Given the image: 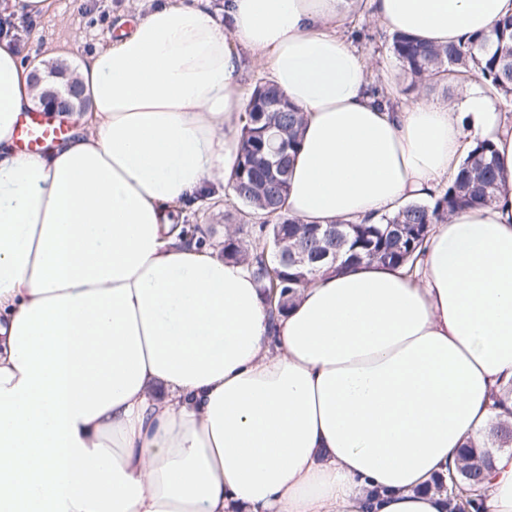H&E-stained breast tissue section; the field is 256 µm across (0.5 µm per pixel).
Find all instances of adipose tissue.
Segmentation results:
<instances>
[{"instance_id": "1", "label": "adipose tissue", "mask_w": 512, "mask_h": 512, "mask_svg": "<svg viewBox=\"0 0 512 512\" xmlns=\"http://www.w3.org/2000/svg\"><path fill=\"white\" fill-rule=\"evenodd\" d=\"M359 0H156L76 70L90 103L46 152L0 0V512H446L437 475L512 413V115L480 77L392 105L339 31ZM464 43L512 0H366ZM305 118L285 203L305 224L428 199L493 143L504 189L434 225L414 272L319 274L271 316L181 218L234 173L243 53ZM482 512H512V450ZM68 134V129L51 119L45 111L27 112L15 130L16 147L23 154H40Z\"/></svg>"}]
</instances>
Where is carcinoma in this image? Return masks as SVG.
<instances>
[{
    "label": "carcinoma",
    "instance_id": "obj_1",
    "mask_svg": "<svg viewBox=\"0 0 512 512\" xmlns=\"http://www.w3.org/2000/svg\"><path fill=\"white\" fill-rule=\"evenodd\" d=\"M391 49L401 71L410 78L407 93L421 85L428 90L440 87L448 91L467 74L479 71L491 95L512 101V17L496 24L490 33L477 35L462 45L431 46L409 34L395 33ZM68 71L69 67L62 63L50 67L51 79L40 85V102L54 101L52 91L58 90L71 106H86L84 98L66 93ZM274 123L288 128V151L282 156L281 165L289 173L300 143L303 118L274 85L260 80L252 90L246 122L241 128L240 160L229 180L248 219L235 230L237 237L224 239V259L245 264L261 289L272 287L270 269L278 267L288 273L287 283L280 286L278 294L289 302L297 289L305 286L303 275L294 267L287 269L272 259L264 260L265 243L280 235L319 251L331 247L333 240L316 225L301 224L282 212L289 181L269 179L261 152L262 131ZM502 179L493 146L485 141L478 143L433 203L412 202L374 224L336 223V231L343 233L340 244L344 263L340 268H354L367 261L387 266L408 263L409 270H414L431 225L450 211L491 203ZM392 224L402 228V238L388 234ZM487 442L498 448H511L512 425L493 426L487 433ZM460 459L464 468L456 471L459 482L475 486L484 482L486 472L492 468L493 452L469 445L461 449Z\"/></svg>",
    "mask_w": 512,
    "mask_h": 512
}]
</instances>
